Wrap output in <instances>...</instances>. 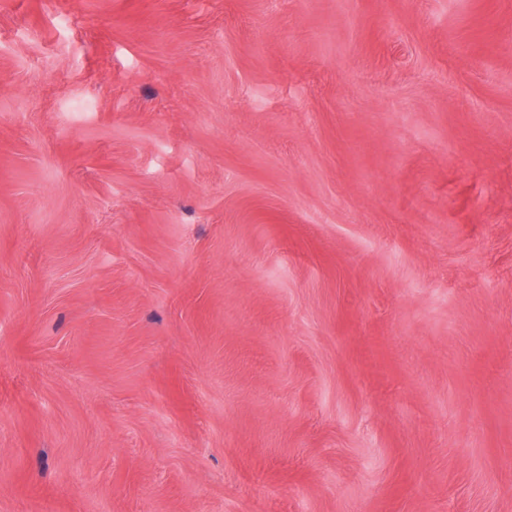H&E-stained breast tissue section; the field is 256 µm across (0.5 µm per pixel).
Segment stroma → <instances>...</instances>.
<instances>
[{
  "mask_svg": "<svg viewBox=\"0 0 512 512\" xmlns=\"http://www.w3.org/2000/svg\"><path fill=\"white\" fill-rule=\"evenodd\" d=\"M0 512H512V0H0Z\"/></svg>",
  "mask_w": 512,
  "mask_h": 512,
  "instance_id": "obj_1",
  "label": "stroma"
}]
</instances>
